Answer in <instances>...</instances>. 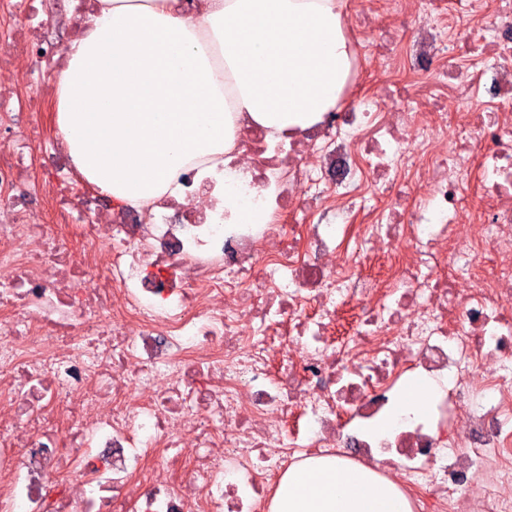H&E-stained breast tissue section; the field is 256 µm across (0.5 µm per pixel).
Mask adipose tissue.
Returning <instances> with one entry per match:
<instances>
[{
    "label": "adipose tissue",
    "mask_w": 512,
    "mask_h": 512,
    "mask_svg": "<svg viewBox=\"0 0 512 512\" xmlns=\"http://www.w3.org/2000/svg\"><path fill=\"white\" fill-rule=\"evenodd\" d=\"M343 0H96L53 84L57 134L116 205L177 195L179 175L225 183L234 124L269 138L306 129L345 92ZM271 512H411L376 471L337 457L294 463Z\"/></svg>",
    "instance_id": "adipose-tissue-1"
}]
</instances>
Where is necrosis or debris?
I'll list each match as a JSON object with an SVG mask.
<instances>
[{
	"mask_svg": "<svg viewBox=\"0 0 512 512\" xmlns=\"http://www.w3.org/2000/svg\"><path fill=\"white\" fill-rule=\"evenodd\" d=\"M440 2L362 0L389 105L354 93L277 141L240 117L226 168L264 224L192 170L104 207L0 87V512H267L302 455L378 470L412 512H512V0ZM40 10L35 71L88 8ZM409 375L429 413L373 433ZM224 206L232 212V220L235 224H264L267 223L265 209L253 203L250 199L238 196L228 190L224 193Z\"/></svg>",
	"mask_w": 512,
	"mask_h": 512,
	"instance_id": "necrosis-or-debris-1",
	"label": "necrosis or debris"
}]
</instances>
